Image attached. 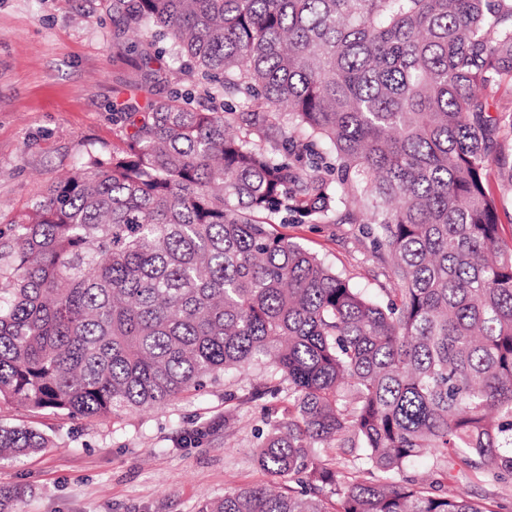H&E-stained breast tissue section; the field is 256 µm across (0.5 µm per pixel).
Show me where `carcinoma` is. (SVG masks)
<instances>
[{
    "instance_id": "cac0c4a2",
    "label": "carcinoma",
    "mask_w": 512,
    "mask_h": 512,
    "mask_svg": "<svg viewBox=\"0 0 512 512\" xmlns=\"http://www.w3.org/2000/svg\"><path fill=\"white\" fill-rule=\"evenodd\" d=\"M205 101L112 109L0 235V404L97 418L263 364L264 480L198 512H504L404 476L512 477V0H112ZM355 224L373 301L276 228ZM350 394H345L346 387ZM0 423V460L50 447ZM357 448L351 466L328 448Z\"/></svg>"
}]
</instances>
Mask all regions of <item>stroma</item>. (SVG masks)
<instances>
[{"label": "stroma", "instance_id": "1", "mask_svg": "<svg viewBox=\"0 0 512 512\" xmlns=\"http://www.w3.org/2000/svg\"><path fill=\"white\" fill-rule=\"evenodd\" d=\"M116 38L112 0H0V229L28 214L50 182L73 172L87 152L122 145L113 105L129 97H199L193 80L167 83L163 68L179 66L169 43L143 65ZM292 241L384 301L390 285L368 240L346 224H285ZM263 366L229 373L200 391L150 410L117 417L71 419L19 406L0 408V421L34 427L54 447L19 463L0 464V484L19 490L20 512H198L225 489L261 481L256 431L264 399L253 397ZM205 428L197 444L185 432ZM449 491L477 501L512 503V484L491 487L451 470Z\"/></svg>", "mask_w": 512, "mask_h": 512}]
</instances>
